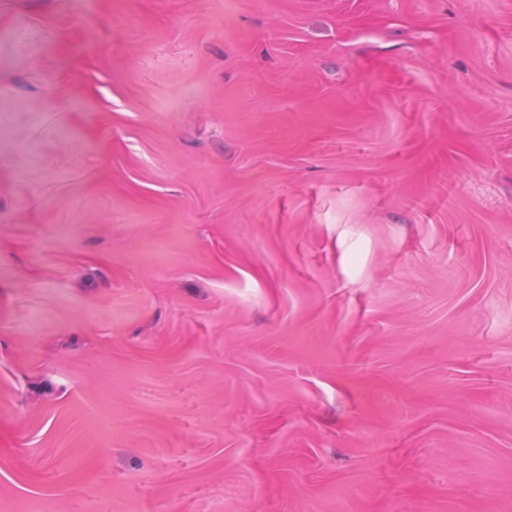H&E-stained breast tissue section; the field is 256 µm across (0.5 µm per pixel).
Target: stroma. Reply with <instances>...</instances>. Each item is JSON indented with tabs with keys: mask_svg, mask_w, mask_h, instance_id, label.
<instances>
[{
	"mask_svg": "<svg viewBox=\"0 0 512 512\" xmlns=\"http://www.w3.org/2000/svg\"><path fill=\"white\" fill-rule=\"evenodd\" d=\"M0 512H512V0H0Z\"/></svg>",
	"mask_w": 512,
	"mask_h": 512,
	"instance_id": "35a3bbf8",
	"label": "stroma"
}]
</instances>
